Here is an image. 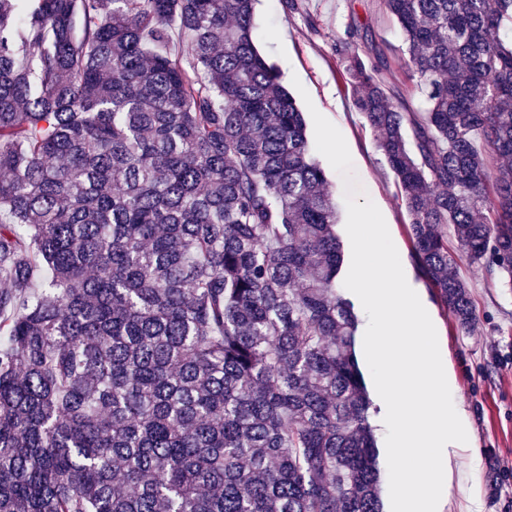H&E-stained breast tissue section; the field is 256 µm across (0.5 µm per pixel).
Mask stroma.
I'll return each instance as SVG.
<instances>
[{
    "mask_svg": "<svg viewBox=\"0 0 512 512\" xmlns=\"http://www.w3.org/2000/svg\"><path fill=\"white\" fill-rule=\"evenodd\" d=\"M296 2L289 10L284 0H258L254 38L303 112L310 147L326 170L340 218L336 233L344 251L339 287L354 304L360 336L370 335L369 312L354 283L361 263L378 258L368 251V241L383 233L414 301L427 314L425 328L436 339L452 395L462 400L479 454L475 489L484 512H512V294L484 267L460 265L478 322L469 331L457 327L412 256L408 216L396 195L393 175L376 147L375 133L355 107L335 51L350 29L372 36L387 54L382 80L408 91L417 104L421 101L417 79L398 51L403 33L386 15L381 0ZM359 365L372 401L381 480L387 486L406 461L388 450L391 430L371 364L363 358Z\"/></svg>",
    "mask_w": 512,
    "mask_h": 512,
    "instance_id": "35a3bbf8",
    "label": "stroma"
}]
</instances>
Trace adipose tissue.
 I'll return each instance as SVG.
<instances>
[{"instance_id": "obj_1", "label": "adipose tissue", "mask_w": 512, "mask_h": 512, "mask_svg": "<svg viewBox=\"0 0 512 512\" xmlns=\"http://www.w3.org/2000/svg\"><path fill=\"white\" fill-rule=\"evenodd\" d=\"M356 286L378 324L369 349L385 393L391 448L408 461L393 484L397 512H417L416 502L427 496L425 472L432 450L441 456L440 477L458 512H483L472 489L454 480L455 475L476 472L477 452L459 406L448 402L450 385L436 354V340L416 330L421 314L397 266L389 258L363 264Z\"/></svg>"}]
</instances>
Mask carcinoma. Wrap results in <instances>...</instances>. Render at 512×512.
Instances as JSON below:
<instances>
[{
    "label": "carcinoma",
    "mask_w": 512,
    "mask_h": 512,
    "mask_svg": "<svg viewBox=\"0 0 512 512\" xmlns=\"http://www.w3.org/2000/svg\"><path fill=\"white\" fill-rule=\"evenodd\" d=\"M383 6L422 111L336 52L466 330L457 261L512 292V0ZM254 10L0 0V512H382L338 210Z\"/></svg>",
    "instance_id": "carcinoma-1"
}]
</instances>
